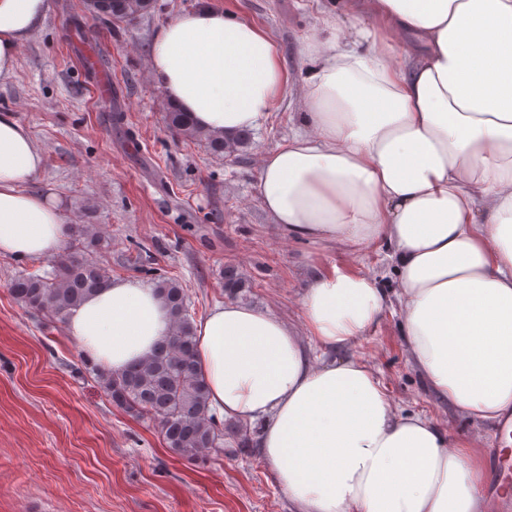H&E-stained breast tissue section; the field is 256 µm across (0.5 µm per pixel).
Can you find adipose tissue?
Returning <instances> with one entry per match:
<instances>
[{
	"instance_id": "ef3b65f1",
	"label": "adipose tissue",
	"mask_w": 512,
	"mask_h": 512,
	"mask_svg": "<svg viewBox=\"0 0 512 512\" xmlns=\"http://www.w3.org/2000/svg\"><path fill=\"white\" fill-rule=\"evenodd\" d=\"M49 0H0V78ZM305 41L302 131L266 153L256 193L279 231L357 253L380 244L396 291L368 273L315 276L308 339L238 302L197 324L210 406L261 423V456L296 512H491L470 445L393 405L360 360H316L397 310L411 357L464 416L512 415V0H340ZM372 15L378 27L368 26ZM149 72L206 132L258 128L288 74L257 24L208 4L160 29ZM29 130L0 113V254L57 253L58 200L26 191L43 167ZM154 288L115 280L72 311L68 332L118 373L169 335Z\"/></svg>"
}]
</instances>
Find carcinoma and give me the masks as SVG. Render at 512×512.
Instances as JSON below:
<instances>
[{"mask_svg": "<svg viewBox=\"0 0 512 512\" xmlns=\"http://www.w3.org/2000/svg\"><path fill=\"white\" fill-rule=\"evenodd\" d=\"M94 7L120 19L134 18L148 11L150 0H93ZM169 128L187 138H202L215 153L236 150L246 144L242 132L235 142L222 135L197 129L183 112H168ZM73 233L82 239L80 253L61 257L47 276L21 273L8 284L10 294L26 307L48 313L64 322L72 309L88 295L104 287L108 277L93 255L109 247L101 234L85 233L79 226ZM244 283L233 269L224 270V294L234 297ZM156 291L172 319V333L162 340L146 359L120 373L105 372L90 359L86 365L95 371L112 404L129 415L157 425L168 448L195 460L211 452H224L225 425L209 408V394L197 366L196 328L190 300L176 279L157 282Z\"/></svg>", "mask_w": 512, "mask_h": 512, "instance_id": "obj_1", "label": "carcinoma"}]
</instances>
